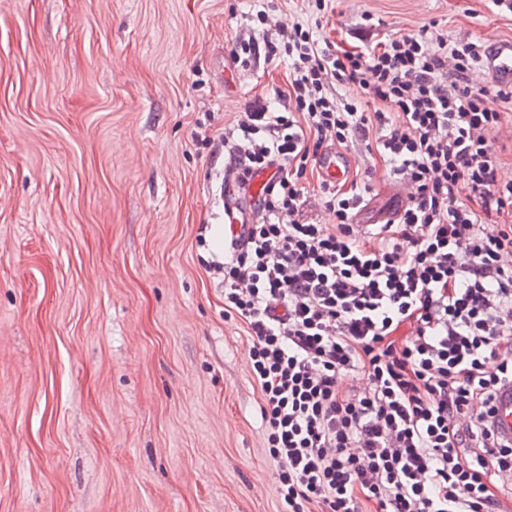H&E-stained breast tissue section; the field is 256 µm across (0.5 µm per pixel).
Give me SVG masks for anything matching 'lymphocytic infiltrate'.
I'll use <instances>...</instances> for the list:
<instances>
[{"label":"lymphocytic infiltrate","instance_id":"obj_1","mask_svg":"<svg viewBox=\"0 0 512 512\" xmlns=\"http://www.w3.org/2000/svg\"><path fill=\"white\" fill-rule=\"evenodd\" d=\"M251 20L233 57L288 59V104L224 129L239 193L270 179L211 266L251 338L284 512H504L512 440L492 418L512 386V180L496 146L512 86L477 84L479 38L390 33L335 51L302 24ZM344 83L381 110L339 98ZM328 146L378 154L407 191L369 234L355 187L321 185L335 227L308 215L304 174Z\"/></svg>","mask_w":512,"mask_h":512}]
</instances>
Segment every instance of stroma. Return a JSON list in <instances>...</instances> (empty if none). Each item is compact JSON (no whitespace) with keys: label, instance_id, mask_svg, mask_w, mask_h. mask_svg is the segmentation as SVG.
<instances>
[{"label":"stroma","instance_id":"stroma-1","mask_svg":"<svg viewBox=\"0 0 512 512\" xmlns=\"http://www.w3.org/2000/svg\"><path fill=\"white\" fill-rule=\"evenodd\" d=\"M260 7L346 50L512 39L485 0H0V512H281L250 338L203 263L225 125L288 100V61H233ZM350 156L382 219L388 168Z\"/></svg>","mask_w":512,"mask_h":512}]
</instances>
